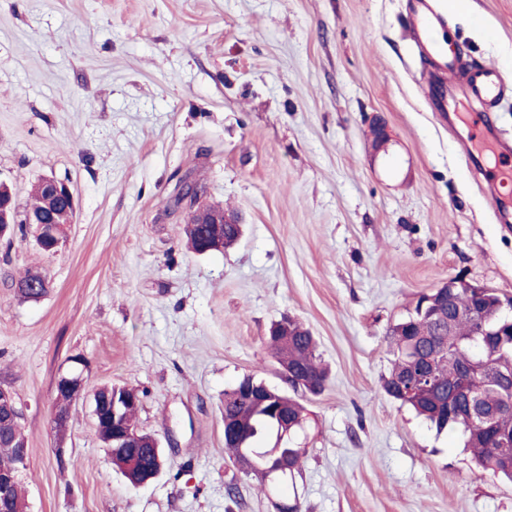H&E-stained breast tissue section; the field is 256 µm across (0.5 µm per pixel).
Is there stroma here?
Segmentation results:
<instances>
[{
    "mask_svg": "<svg viewBox=\"0 0 512 512\" xmlns=\"http://www.w3.org/2000/svg\"><path fill=\"white\" fill-rule=\"evenodd\" d=\"M416 0H0V179L18 208L69 185L55 254L0 237V386L24 410L26 512H512V483L384 393L391 329L453 278L512 298V225L465 163V119L435 112L409 33ZM458 73L512 78V0L445 13ZM390 141L373 151L372 123ZM235 213L240 240L192 252L180 180ZM40 268L49 290L21 298ZM299 319L328 371L292 390L268 331ZM83 358L65 429L56 382ZM305 408L299 471L264 477L224 449L241 377ZM134 389L168 459L135 487L95 434L91 392Z\"/></svg>",
    "mask_w": 512,
    "mask_h": 512,
    "instance_id": "obj_1",
    "label": "stroma"
}]
</instances>
